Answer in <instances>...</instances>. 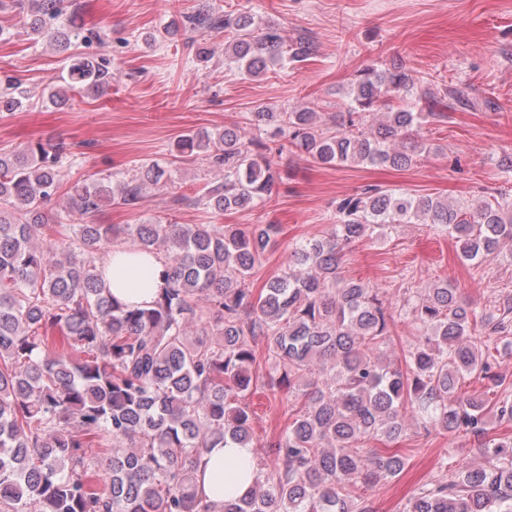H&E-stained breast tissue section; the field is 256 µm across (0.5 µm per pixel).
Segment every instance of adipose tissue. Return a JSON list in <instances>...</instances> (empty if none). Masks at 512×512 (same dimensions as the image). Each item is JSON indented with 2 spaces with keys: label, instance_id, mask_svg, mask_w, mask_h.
<instances>
[{
  "label": "adipose tissue",
  "instance_id": "obj_1",
  "mask_svg": "<svg viewBox=\"0 0 512 512\" xmlns=\"http://www.w3.org/2000/svg\"><path fill=\"white\" fill-rule=\"evenodd\" d=\"M162 271L153 256L116 245L103 263L102 276L116 298L140 307L155 299ZM195 468L200 495L218 504L243 496L259 475L253 449L233 444L204 452Z\"/></svg>",
  "mask_w": 512,
  "mask_h": 512
}]
</instances>
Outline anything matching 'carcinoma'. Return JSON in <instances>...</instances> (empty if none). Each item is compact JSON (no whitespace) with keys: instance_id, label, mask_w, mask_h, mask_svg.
<instances>
[{"instance_id":"1","label":"carcinoma","mask_w":512,"mask_h":512,"mask_svg":"<svg viewBox=\"0 0 512 512\" xmlns=\"http://www.w3.org/2000/svg\"><path fill=\"white\" fill-rule=\"evenodd\" d=\"M32 28L65 47L81 31L57 26L64 0H36ZM224 29V66L248 77L315 53L306 38L212 7L196 18ZM62 85L103 92L105 65L75 56ZM331 119L312 108L258 112L278 147L238 125L177 140L176 159H203L216 180L191 199L222 215L267 203L280 171L267 153H300L321 166L408 168L432 147L421 134L458 101L401 67L368 65ZM64 146L0 150V512H369L349 486L398 476L404 460L375 441H394L411 409L424 431L477 442L487 465L447 462L448 480L425 488L402 512H512V437L490 436L489 415L512 421L498 394L495 355L479 336L512 347V292L477 310L448 281L422 292H386L345 280L344 249L400 224H438L477 266L512 242V197L475 207L431 195L368 188L336 201V224L295 247L283 272L259 292L248 284L276 244L277 224H51L45 208L62 186ZM175 169L152 161L136 178L69 189L70 213L104 202L135 209L148 188L174 184ZM163 266L154 302L131 308L112 296L99 264L116 241ZM420 337L405 368L382 359L394 326ZM266 341L269 375L258 376L256 343ZM477 379L487 390L460 392ZM288 388V427L269 445L259 480L221 507L198 497L195 460L231 442L253 446L247 399ZM112 440V457L86 449Z\"/></svg>"}]
</instances>
